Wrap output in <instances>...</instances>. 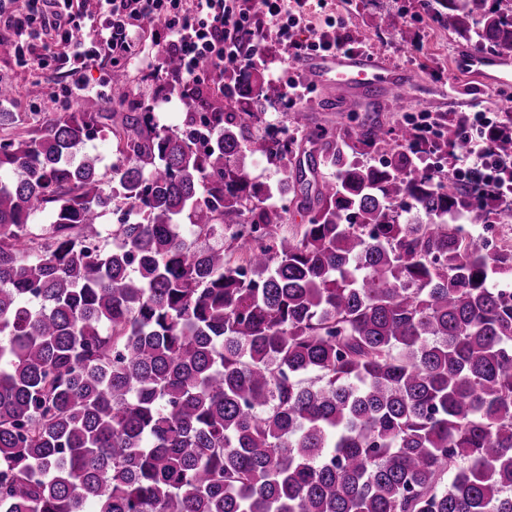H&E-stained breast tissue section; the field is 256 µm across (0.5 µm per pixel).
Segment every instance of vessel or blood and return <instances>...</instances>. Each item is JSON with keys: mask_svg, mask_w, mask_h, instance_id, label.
Segmentation results:
<instances>
[{"mask_svg": "<svg viewBox=\"0 0 512 512\" xmlns=\"http://www.w3.org/2000/svg\"><path fill=\"white\" fill-rule=\"evenodd\" d=\"M457 66L486 83L501 85L512 82V61L492 55H461ZM301 69L318 87L336 95L340 111L362 103L372 92L413 94L416 77L406 71L388 67L376 55L357 52L315 54L304 59Z\"/></svg>", "mask_w": 512, "mask_h": 512, "instance_id": "vessel-or-blood-1", "label": "vessel or blood"}]
</instances>
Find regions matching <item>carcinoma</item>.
<instances>
[{
    "instance_id": "carcinoma-1",
    "label": "carcinoma",
    "mask_w": 512,
    "mask_h": 512,
    "mask_svg": "<svg viewBox=\"0 0 512 512\" xmlns=\"http://www.w3.org/2000/svg\"><path fill=\"white\" fill-rule=\"evenodd\" d=\"M435 3L512 56L509 0ZM240 82L165 84L175 128L93 96L26 134L0 112V512H512V247L458 223L498 206L414 170L413 125L266 123L284 90ZM108 136L105 174L83 150Z\"/></svg>"
}]
</instances>
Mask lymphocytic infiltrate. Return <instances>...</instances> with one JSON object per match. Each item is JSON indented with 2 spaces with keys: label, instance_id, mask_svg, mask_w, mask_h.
Listing matches in <instances>:
<instances>
[{
  "label": "lymphocytic infiltrate",
  "instance_id": "1",
  "mask_svg": "<svg viewBox=\"0 0 512 512\" xmlns=\"http://www.w3.org/2000/svg\"><path fill=\"white\" fill-rule=\"evenodd\" d=\"M12 10L0 6V24L12 30L21 45L20 65L68 67L72 85L62 98L81 88V71L100 55L113 68L140 51L141 35L153 19H161L169 40L167 51L178 55L177 74L184 84H222L225 74L241 73L262 61L263 27L254 22L261 15L271 22L284 53L289 75L282 86L290 104H297L306 87L294 68L314 53L348 50L338 30L321 32L314 39H300V15L289 13L286 0H254L253 10L241 9L239 0H11ZM458 137L468 146L451 176L458 182L488 189L497 202L512 204V156L496 153L495 143L512 138V117L483 110L466 112L457 119Z\"/></svg>",
  "mask_w": 512,
  "mask_h": 512
}]
</instances>
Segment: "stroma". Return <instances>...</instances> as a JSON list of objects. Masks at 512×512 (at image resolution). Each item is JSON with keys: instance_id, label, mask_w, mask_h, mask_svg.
<instances>
[{"instance_id": "35a3bbf8", "label": "stroma", "mask_w": 512, "mask_h": 512, "mask_svg": "<svg viewBox=\"0 0 512 512\" xmlns=\"http://www.w3.org/2000/svg\"><path fill=\"white\" fill-rule=\"evenodd\" d=\"M387 14L390 28H375L378 14ZM336 25L357 51L381 56L391 67L416 73L421 84L416 97L399 109L379 105L373 117L390 126L407 124L410 115L428 114L441 124L456 120L460 113L482 107L502 112L512 107V85L496 88L470 74L456 70L455 57L460 53L475 54L476 42L465 41L449 32L437 20L427 0H307L303 8L301 38H314L317 31ZM141 55L126 65L137 99L148 102L161 123L177 125L182 121L183 104L177 96L161 92L152 77L159 62V48L151 32L142 35ZM0 74L20 94L19 111H76L77 102L61 106L54 91L67 84L66 70L55 67L39 69L18 65L14 38L0 30Z\"/></svg>"}]
</instances>
